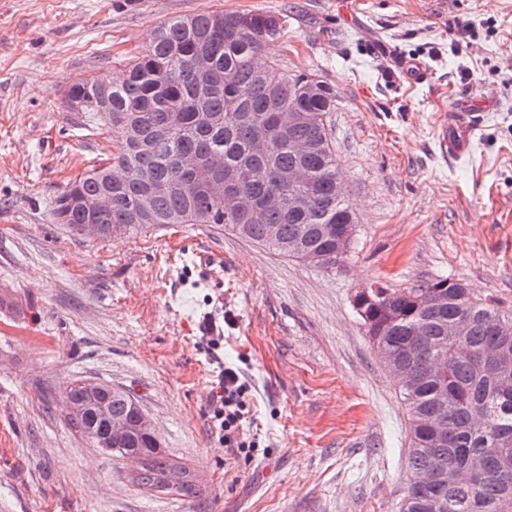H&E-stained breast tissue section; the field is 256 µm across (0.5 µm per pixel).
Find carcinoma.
<instances>
[{
    "label": "carcinoma",
    "instance_id": "carcinoma-1",
    "mask_svg": "<svg viewBox=\"0 0 512 512\" xmlns=\"http://www.w3.org/2000/svg\"><path fill=\"white\" fill-rule=\"evenodd\" d=\"M280 37L279 21L265 12L183 17L161 26L128 68L123 84H71L69 109L103 118L115 151L109 164L90 169L57 196L53 222L77 231L91 220L102 225L104 239L169 224H220L279 256L302 260L292 248L300 244L324 255L323 269L342 267L348 254L336 251L333 230L356 223V217L345 198L336 197L329 124L336 95L312 76L288 71L279 59H269L263 69L254 66V58ZM199 53L210 57L216 80H204L194 70ZM289 110L302 119L279 127L276 113ZM296 142L307 144V152L296 153ZM188 160L208 166L218 178L227 168L237 169V189L261 207V219L251 221L224 209V199L200 186L183 194L165 191L163 186L173 180L192 183ZM298 164L309 169L313 186L306 210L294 214L275 198L288 196L280 176ZM114 167L129 172L125 181H108ZM105 189L112 192V209L92 219L81 200ZM147 194L152 210L141 216L138 202ZM354 306L375 330L372 345L386 350L412 377L411 387H399L409 410L408 476L400 512H429L435 487L420 483L418 474L440 476L461 469L473 454L489 455L492 465L475 484L446 487L444 512H512V389L502 383L512 379V364L496 374L479 360L489 347L512 354V335L495 333L498 324L512 323V312L473 297L461 282L446 278L406 288H370L366 296L355 295ZM461 313L469 316L470 327L450 340L448 321ZM415 333L424 336L425 348L410 355L406 346ZM434 359L443 363V373L427 370ZM104 397L113 415L132 423L130 440L116 447L144 455L134 482L163 494H194L191 472L165 456L154 429L138 424L142 410L132 396L107 385ZM477 408L487 414L481 426L472 420ZM417 415L441 420L453 443H437L415 425Z\"/></svg>",
    "mask_w": 512,
    "mask_h": 512
}]
</instances>
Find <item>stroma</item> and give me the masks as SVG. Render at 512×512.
<instances>
[{"instance_id":"obj_1","label":"stroma","mask_w":512,"mask_h":512,"mask_svg":"<svg viewBox=\"0 0 512 512\" xmlns=\"http://www.w3.org/2000/svg\"><path fill=\"white\" fill-rule=\"evenodd\" d=\"M254 10L283 27L275 55L336 94L358 219L344 266L213 224L93 239L53 223L55 196L113 150L68 86L124 73L167 21ZM465 94L497 109L452 160L438 122ZM444 278L512 310V0H0V512H399L408 409L354 297ZM209 319L219 343L201 338ZM225 362L252 384L269 449L246 464L213 419ZM76 379L129 391L197 494L136 486L76 432Z\"/></svg>"}]
</instances>
